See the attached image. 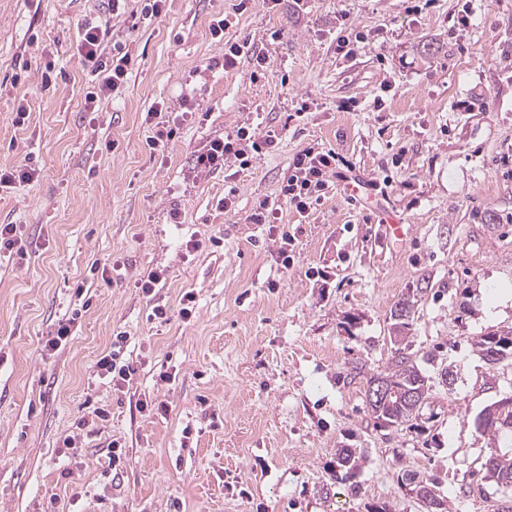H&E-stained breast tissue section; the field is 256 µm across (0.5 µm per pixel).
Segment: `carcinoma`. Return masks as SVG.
Wrapping results in <instances>:
<instances>
[{
	"label": "carcinoma",
	"instance_id": "cac0c4a2",
	"mask_svg": "<svg viewBox=\"0 0 512 512\" xmlns=\"http://www.w3.org/2000/svg\"><path fill=\"white\" fill-rule=\"evenodd\" d=\"M417 302V294L414 293L401 296L394 304L391 316L397 318L396 325L400 331L403 332L409 328L411 314ZM493 344L497 346V349L511 356L512 330L487 333L476 341L477 347L482 352ZM376 383H384L393 390L390 399L385 403L379 406L368 404L377 424L384 428L413 426V421L418 419L420 409L427 399L430 385L412 357L402 352V349H396L385 370L367 378L365 393H370L372 386ZM404 389L416 391L415 398L402 399L401 393ZM486 427L493 430L495 439L508 446L506 451L501 448L492 449L490 456L496 459V464L492 468L485 467L486 478L494 482L496 490L506 495L512 492V408L504 413L498 412L494 419H488ZM351 459V449L344 448L340 451L336 479L347 481L352 478Z\"/></svg>",
	"mask_w": 512,
	"mask_h": 512
}]
</instances>
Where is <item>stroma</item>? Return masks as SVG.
Returning a JSON list of instances; mask_svg holds the SVG:
<instances>
[{"label": "stroma", "instance_id": "obj_1", "mask_svg": "<svg viewBox=\"0 0 512 512\" xmlns=\"http://www.w3.org/2000/svg\"><path fill=\"white\" fill-rule=\"evenodd\" d=\"M237 2L167 0L149 17L126 0L111 41L133 66L89 111L98 78L77 59L78 25L103 17V0H0V169L39 170L0 189V224L27 250L0 258V512H424L409 474L436 477L445 512H497L493 441L476 421L512 398V360L487 364L476 341L512 328V299L484 305L512 291V0H432L412 15L404 0H309L300 13ZM341 10L364 35L348 59ZM222 18L225 39L268 58L265 79L250 81L246 57L216 67ZM477 95L485 107L463 109ZM159 103L175 136L153 152ZM241 125L274 131L275 148L195 175L194 149ZM309 145L348 160L341 179L367 178L361 203L335 184L307 217L279 204ZM262 201L278 203L277 224L248 223ZM383 212L410 225L404 239L386 235ZM190 239L200 248L181 252ZM153 270L165 278L147 299L134 281ZM412 292L401 345L432 391L416 426L382 429L366 380L399 345L391 309ZM154 301L167 319L150 318ZM66 318L72 340L44 350ZM120 331L136 373L116 389L95 362ZM157 398L167 414L142 409ZM343 448L346 482L331 475Z\"/></svg>", "mask_w": 512, "mask_h": 512}]
</instances>
